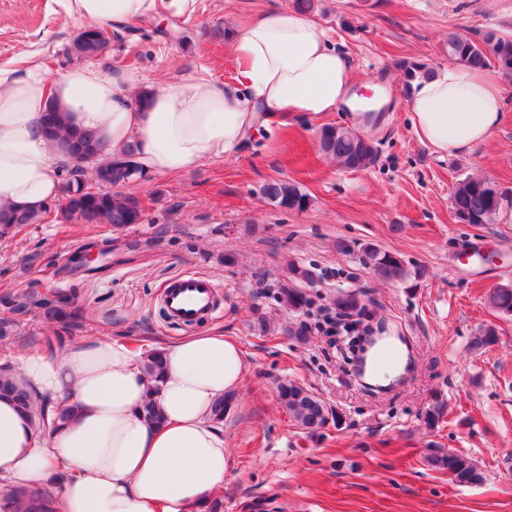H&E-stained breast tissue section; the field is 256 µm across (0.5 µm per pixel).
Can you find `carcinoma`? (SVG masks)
<instances>
[{
    "mask_svg": "<svg viewBox=\"0 0 512 512\" xmlns=\"http://www.w3.org/2000/svg\"><path fill=\"white\" fill-rule=\"evenodd\" d=\"M92 40L80 46L72 43V53L78 59L94 57L104 52L109 44L108 31L98 25L91 26ZM448 52L462 65L483 69L490 62L501 67L512 68V38L488 33L477 42L468 36L452 35L448 38ZM60 116L50 110L44 118L46 136L57 142L61 151L69 158L80 161L96 157L101 151V143L92 132L74 131L61 133ZM322 150L336 158L340 165L351 171L362 170L373 164L378 156L374 143L359 132L336 124L325 125L319 133ZM136 146L130 144L124 152V159L114 160L98 169L100 179L112 178L128 186L140 174V168L134 162ZM67 187L79 193L70 198L64 213L86 224H108L122 228L138 224L143 217L139 198L129 190H115L111 193H94L87 190L84 169L76 164L69 169ZM261 194L271 203L289 210L302 211L309 205V198L299 188L287 181H273L261 188ZM504 192L491 181L472 175L460 180L454 187L450 199L455 217L463 218L470 224H489L499 212ZM38 215L24 209L0 208V238H9L20 228L33 224ZM361 263L380 279L385 281L401 280L406 271L401 260L392 253L378 248L372 243L359 246ZM290 279L310 284L315 276L311 269L294 262L288 263ZM358 292L336 294L333 306L336 314L346 316L353 312H364L358 303ZM489 303L503 313L512 312V288L502 286L489 294ZM283 304L291 312H301L309 302L295 287L283 292ZM3 305L13 306V311L26 314L36 310L45 322L51 325V331L44 338V344L50 353H55L65 345V338L78 329V315L73 303L65 294L56 291L50 298L39 297L28 301L22 297L11 296L3 300ZM18 321L12 317H0V343L8 344L17 336ZM497 342V332L488 326L479 330L469 341L474 352H482ZM143 373L154 382H159L163 374V362L160 353L151 352L144 356ZM13 395L22 409L34 413L38 424L45 421L50 402L36 399L19 385L11 374L8 364L0 366V393ZM278 400L288 413L289 419L300 429L315 434L329 421H337L338 416L323 399L314 395L303 385L294 381H284L277 389ZM443 404L436 401L424 413L425 426L433 430L442 421ZM427 462L438 469L448 471L451 480L457 484H478L484 480V472L479 465L464 454L443 448L429 449ZM46 494L39 490H8L0 494V512H46Z\"/></svg>",
    "mask_w": 512,
    "mask_h": 512,
    "instance_id": "obj_1",
    "label": "carcinoma"
}]
</instances>
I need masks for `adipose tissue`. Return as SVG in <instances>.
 Segmentation results:
<instances>
[{
    "label": "adipose tissue",
    "instance_id": "adipose-tissue-1",
    "mask_svg": "<svg viewBox=\"0 0 512 512\" xmlns=\"http://www.w3.org/2000/svg\"><path fill=\"white\" fill-rule=\"evenodd\" d=\"M80 23L120 28L158 12L191 18L198 0H59ZM231 51L242 78L187 74L138 89L123 71L79 64L61 75L22 58L0 66V206L43 210L61 191L63 158L44 132L49 106L66 129L95 131L99 162L137 141L144 171L182 174L223 158L249 133L298 114L337 111L350 101L352 60L303 13L276 10L236 30ZM505 109L483 70L460 64L417 80L409 100L420 143L436 153H468L488 140ZM165 373L153 383L142 354L117 339L90 338L58 357L21 349L17 382L70 409L67 423L40 429L10 395L0 396V487L47 489L49 512H204L224 492L230 458L219 399L241 387L239 343L217 329L162 348ZM154 401L162 421L142 412Z\"/></svg>",
    "mask_w": 512,
    "mask_h": 512
}]
</instances>
